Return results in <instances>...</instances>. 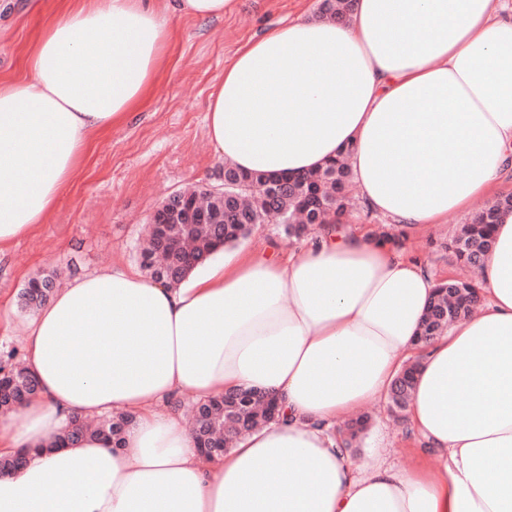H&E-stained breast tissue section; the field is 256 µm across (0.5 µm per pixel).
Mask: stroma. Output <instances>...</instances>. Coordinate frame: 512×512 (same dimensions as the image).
<instances>
[{"instance_id": "obj_1", "label": "stroma", "mask_w": 512, "mask_h": 512, "mask_svg": "<svg viewBox=\"0 0 512 512\" xmlns=\"http://www.w3.org/2000/svg\"><path fill=\"white\" fill-rule=\"evenodd\" d=\"M320 0H236L224 18L201 21L179 14L170 20L167 68L152 98L127 123L96 145L55 211L28 236L0 252V359L23 352L30 320L20 295L29 280L57 270L70 279L119 263L138 267L136 246L145 224L172 193L187 186H224V163L207 135L210 95L224 66L247 40L282 22L316 12ZM58 0H0V80L25 76L23 49L48 20ZM466 214L419 230L386 225L360 212L363 230H388L407 253L439 276L458 275L446 242ZM372 421L352 455L364 467L383 458L408 469L422 450L388 400L371 406Z\"/></svg>"}]
</instances>
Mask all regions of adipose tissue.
I'll return each mask as SVG.
<instances>
[{
    "instance_id": "1",
    "label": "adipose tissue",
    "mask_w": 512,
    "mask_h": 512,
    "mask_svg": "<svg viewBox=\"0 0 512 512\" xmlns=\"http://www.w3.org/2000/svg\"><path fill=\"white\" fill-rule=\"evenodd\" d=\"M236 0H65L0 81V249L59 204L98 141L142 107L166 63L168 15ZM504 0H355L300 17L224 68L210 143L245 172L301 176L343 149L366 211L419 228L512 174V15ZM476 314L418 344L439 276L379 233L315 232L301 257L221 251L178 285L120 265L73 278L27 324L38 395L0 415V512H512V211L495 226ZM407 422L436 467L360 468L329 434L384 399L404 355ZM258 389L276 422L218 459L179 401ZM129 413L122 448L47 450L72 416Z\"/></svg>"
}]
</instances>
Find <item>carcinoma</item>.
Wrapping results in <instances>:
<instances>
[{
    "instance_id": "cac0c4a2",
    "label": "carcinoma",
    "mask_w": 512,
    "mask_h": 512,
    "mask_svg": "<svg viewBox=\"0 0 512 512\" xmlns=\"http://www.w3.org/2000/svg\"><path fill=\"white\" fill-rule=\"evenodd\" d=\"M353 0H321L319 16L324 19H344L350 14ZM224 172L233 179L249 182L244 195L228 201L212 195L210 188L201 186L191 196L206 206L213 217L223 215L230 206L240 216L224 219L222 224H195L186 228L182 224H168L164 227L149 226L139 250L142 268L151 279L161 275L167 254L162 250V238L178 245L182 255L176 262L177 268L171 275V284L180 283L194 268L205 264L216 253L217 248L230 246L247 237L252 227L263 224L270 216L278 218L283 233L301 239L309 225L300 223V196L293 189H281L276 185L278 175L265 173H244L231 165H224ZM350 170L345 158L340 157L300 178L305 190L314 193L318 201L314 219L322 225L331 217H337L347 210L350 199L346 193ZM504 210H512V194L501 195L488 202L475 220L459 227L452 241L455 255L463 263L479 268L489 249L493 248V225ZM42 288H25L22 305L26 309H37L44 304L54 291V276H41ZM478 294L476 285L450 279L433 295L425 312L419 340L427 341L448 332L454 319L465 316L476 306ZM417 364L404 365L396 376L391 392L392 407L404 409L411 398ZM38 394V385L27 369L17 366L0 365V413L8 414L19 405ZM274 398L255 390H241L228 393L220 399L200 402L194 409L193 435L197 447L208 450L219 449V455L232 448L241 437L269 420ZM132 422V417L118 414L96 426L76 417L69 428L58 438L53 447L60 448L93 432L113 448L122 447L123 435ZM28 453L21 450L11 457L0 458V473L18 470L27 461Z\"/></svg>"
}]
</instances>
